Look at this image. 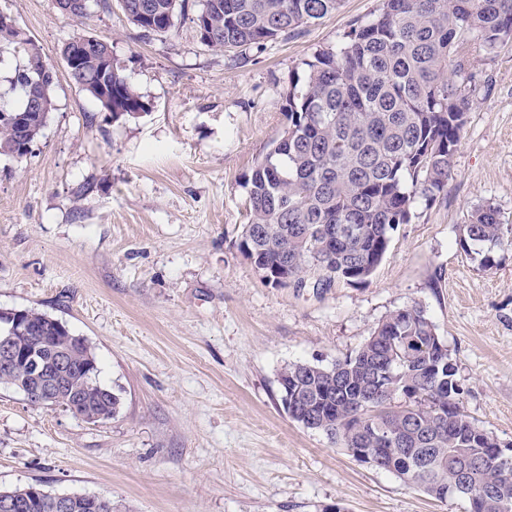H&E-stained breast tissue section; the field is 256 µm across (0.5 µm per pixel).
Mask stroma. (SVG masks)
I'll use <instances>...</instances> for the list:
<instances>
[{"mask_svg": "<svg viewBox=\"0 0 512 512\" xmlns=\"http://www.w3.org/2000/svg\"><path fill=\"white\" fill-rule=\"evenodd\" d=\"M380 0L339 9L236 57L177 19L144 35L117 0L84 18L56 0H0L55 71L27 158L0 156V308H33L94 347L118 413L90 423L0 385V488L111 499L117 512H465L355 460L291 420L278 373L360 348L420 305L447 344L476 425L512 442V250L485 271L462 226L492 203L512 226V44L469 50L470 106L444 197L418 203L368 282L275 287L237 248L244 177L285 125L292 80ZM86 33L151 103L112 118L71 81Z\"/></svg>", "mask_w": 512, "mask_h": 512, "instance_id": "35a3bbf8", "label": "stroma"}]
</instances>
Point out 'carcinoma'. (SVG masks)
<instances>
[{
  "instance_id": "1",
  "label": "carcinoma",
  "mask_w": 512,
  "mask_h": 512,
  "mask_svg": "<svg viewBox=\"0 0 512 512\" xmlns=\"http://www.w3.org/2000/svg\"><path fill=\"white\" fill-rule=\"evenodd\" d=\"M145 33L169 34L170 20L190 17L200 42L235 53L286 37L336 12L341 0H207V14L190 0H118ZM512 42V0H381L378 12L352 28L336 48L306 62L286 96V125L266 155L244 177L247 224L238 249L263 278L283 275L299 288L342 278L361 284L385 257L392 232L409 224L417 201L447 193L453 157L465 126L469 99L456 78L467 70L468 51ZM0 43L21 49L23 68L12 78L18 106L0 104V155L23 159L27 140L39 137L54 109V72L36 88L29 112L27 77L38 67L33 40L0 27ZM85 57L73 82L97 102L101 60L111 48ZM112 117L149 109V102L116 68ZM484 245L480 266L494 252L512 249V231L491 204L475 208L463 225L461 247ZM28 332L17 334L23 358L0 385L25 391L38 379L59 375L55 403L73 407L89 422L115 415L120 396L99 381L94 347L62 321L22 309ZM435 325L423 307L389 313L355 352L329 366L290 362L278 379H297L302 403L292 420L325 433L342 448H379L376 467L436 499H470L461 478L488 496L486 512H512V461L488 449L497 437L478 435L466 413L457 373L444 368ZM70 359L66 367L58 359ZM388 394H374L375 375ZM404 394L395 406L389 395ZM27 503L24 512H59L56 495L39 484L8 489ZM69 512H114L112 500L70 495Z\"/></svg>"
}]
</instances>
